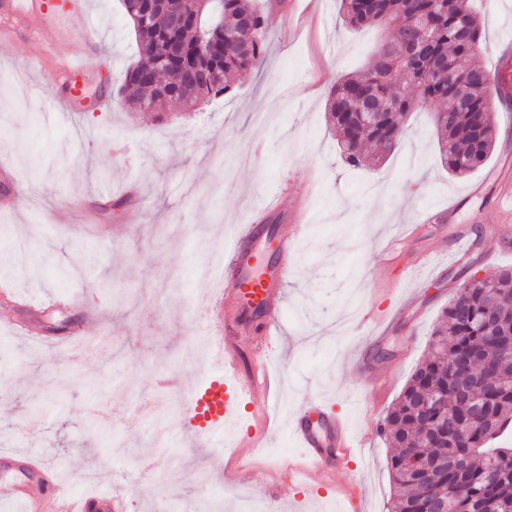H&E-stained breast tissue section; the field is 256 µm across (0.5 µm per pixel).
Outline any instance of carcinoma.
I'll return each instance as SVG.
<instances>
[{
    "instance_id": "obj_1",
    "label": "carcinoma",
    "mask_w": 512,
    "mask_h": 512,
    "mask_svg": "<svg viewBox=\"0 0 512 512\" xmlns=\"http://www.w3.org/2000/svg\"><path fill=\"white\" fill-rule=\"evenodd\" d=\"M141 49L124 74L119 93L141 112L163 103L195 105L229 89L226 81L257 67L266 49V22L253 0H210L213 18L175 29L146 4L121 0ZM343 22L353 28L397 23V35L381 44L372 64L330 87L327 110L341 157L359 168L372 158L367 147L392 152L405 135L403 116L429 101L441 108L433 123L441 164L466 175L495 147L490 71L477 64L483 37L468 0H340ZM412 39L421 52L406 55ZM177 43L181 52L168 55ZM405 77L417 97L403 94ZM378 112L374 121L365 111ZM512 336V270L493 278H469L448 302L426 356L416 366L383 432L397 448L388 466L394 488L391 512H512V447L494 446L512 427V358L491 363L468 359L469 345L489 335Z\"/></svg>"
}]
</instances>
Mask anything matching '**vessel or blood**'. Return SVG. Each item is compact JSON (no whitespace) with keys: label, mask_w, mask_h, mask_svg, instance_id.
<instances>
[{"label":"vessel or blood","mask_w":512,"mask_h":512,"mask_svg":"<svg viewBox=\"0 0 512 512\" xmlns=\"http://www.w3.org/2000/svg\"><path fill=\"white\" fill-rule=\"evenodd\" d=\"M87 13V0H0L1 22L27 23L51 50L65 48L68 58L59 72L56 95L68 112L77 109L75 78L92 79L94 70L88 46L66 47L62 40L70 21ZM266 229L263 223L244 224L224 242L225 287L215 298L216 307L224 311V319L209 322L205 329L219 346V371L206 387L191 392L192 414H203L206 434L218 439L228 421L249 405L254 393L261 391L272 399L280 390L268 360L281 339L283 288L293 268L287 253L282 252L270 259L266 272L257 271L255 248ZM256 314L262 320L261 334L254 338L249 350H242L236 337ZM291 432L311 465L298 481L303 489H323L356 454L357 442L347 423L329 415L323 401L307 402L295 412ZM25 464L39 474V486L32 488L0 474V501L21 502L26 512H127V501L120 493L75 497L35 453L26 454Z\"/></svg>","instance_id":"obj_1"}]
</instances>
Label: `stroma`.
Segmentation results:
<instances>
[{
  "label": "stroma",
  "mask_w": 512,
  "mask_h": 512,
  "mask_svg": "<svg viewBox=\"0 0 512 512\" xmlns=\"http://www.w3.org/2000/svg\"><path fill=\"white\" fill-rule=\"evenodd\" d=\"M267 18L263 64L233 77L224 94L191 110L169 104L137 113L117 94L138 58L120 0H90L68 40L97 21L94 80L85 97L105 107L56 113L51 94L60 58L48 54L26 23L0 28V164L16 181L0 195V274L29 309L0 303V450L39 452L77 495L118 491L129 512H196L199 501L239 512L242 496L268 512H322L328 498L301 502L283 468L309 462L289 421L311 399L341 415L361 448L336 485L367 491L365 512H388L387 466L393 450L378 427L427 351L431 332L468 267L494 276L512 269V210L501 209L494 171L512 177V0H469L484 35L478 64L496 81L497 137L490 159L465 177L442 166L431 107L409 113V135L378 164L353 170L339 154L326 119L330 85L368 68L394 26L349 28L339 0H286ZM277 196L288 215L309 197L308 231L291 257L284 289L283 343L271 362L282 392L264 445L223 446L202 434L188 390L215 371L198 340L224 277L215 250L258 201ZM100 206L95 224H64L75 205ZM403 224H437L439 235L409 239L397 261L378 267L384 242ZM397 305L405 315L384 326L351 327L312 344L344 307ZM90 325L96 348L67 367L59 331ZM367 355L387 377L378 391L356 364ZM178 371L184 393L159 388ZM119 406L124 417L104 431L86 425L91 405ZM181 433L172 443L168 488L150 487L142 461L158 428ZM206 470L209 487L198 483ZM279 485L278 502L252 484L253 470Z\"/></svg>",
  "instance_id": "stroma-1"
}]
</instances>
